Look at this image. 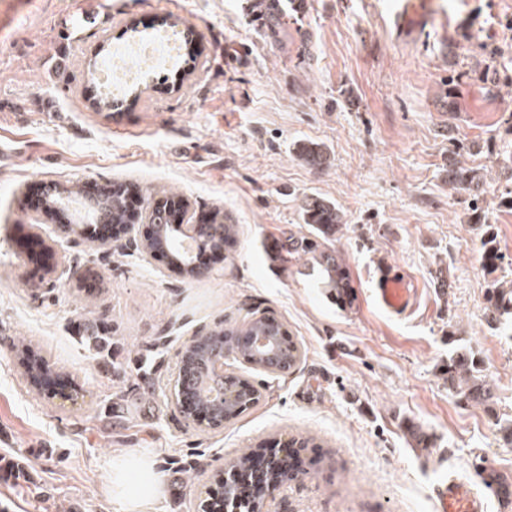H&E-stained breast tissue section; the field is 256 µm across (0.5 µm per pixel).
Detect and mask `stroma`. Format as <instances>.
<instances>
[{
    "instance_id": "1",
    "label": "stroma",
    "mask_w": 512,
    "mask_h": 512,
    "mask_svg": "<svg viewBox=\"0 0 512 512\" xmlns=\"http://www.w3.org/2000/svg\"><path fill=\"white\" fill-rule=\"evenodd\" d=\"M404 2L301 0L257 23L251 0H0V456L21 467L0 480V512H123L112 469L131 457L163 475L149 512H198L240 449L298 435L319 442L321 462L275 512H435L448 478L500 512L482 476L512 484L500 433L512 422V325L485 321L481 242L492 232L512 256V0H412L417 13L385 25ZM158 35L193 37L194 62L159 64L137 100L96 111L89 75ZM308 140L326 148L324 171L298 159ZM452 157L483 170L488 226L450 189ZM112 181L180 194L193 223L222 210L239 235L189 280L141 252L149 224L94 245L26 204L46 182ZM310 195L344 216L334 246L353 308L269 250L301 234ZM379 257L410 281V314L375 304ZM257 310L287 325L302 359L280 374L227 360L261 400L201 430L166 388L176 352ZM87 319L108 328L109 352L82 337ZM14 336L84 388L82 406L36 391ZM463 349L482 363L492 408L448 392L442 370ZM410 426L427 447H413Z\"/></svg>"
}]
</instances>
